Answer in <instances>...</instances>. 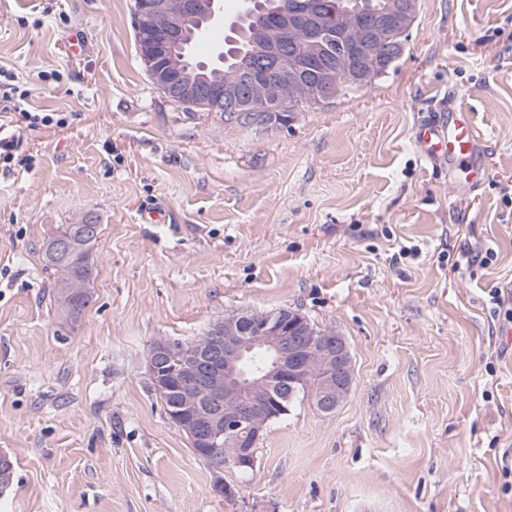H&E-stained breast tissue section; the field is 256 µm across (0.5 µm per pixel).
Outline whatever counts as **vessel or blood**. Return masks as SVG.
<instances>
[{"label":"vessel or blood","instance_id":"b4317fda","mask_svg":"<svg viewBox=\"0 0 512 512\" xmlns=\"http://www.w3.org/2000/svg\"><path fill=\"white\" fill-rule=\"evenodd\" d=\"M415 140L430 159L447 161L448 176L455 185H473L483 177L488 165L483 138L472 112L462 105L449 103L447 120L422 121Z\"/></svg>","mask_w":512,"mask_h":512}]
</instances>
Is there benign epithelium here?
I'll use <instances>...</instances> for the list:
<instances>
[{
  "instance_id": "1",
  "label": "benign epithelium",
  "mask_w": 512,
  "mask_h": 512,
  "mask_svg": "<svg viewBox=\"0 0 512 512\" xmlns=\"http://www.w3.org/2000/svg\"><path fill=\"white\" fill-rule=\"evenodd\" d=\"M417 10V0H397L385 22L395 21L409 32ZM219 18L217 0H136L135 21L140 26L152 24L166 37L167 50L183 46L187 34L199 38ZM289 24L307 34L310 41H320L329 31L318 29L305 11L288 15ZM256 41L263 46L259 55L245 59L224 83L205 85L191 75L169 77L160 64L154 45L138 44L139 56L157 88L167 97L189 106L201 98L209 100L213 112H238L260 107L267 110L288 109L281 88L297 84L296 73L308 69L303 61L294 68L281 65L284 47L275 33L253 24ZM336 38L348 51L359 55L353 85L369 86L367 65H379L386 57L403 51L400 42L389 44L377 29L367 32L350 25L336 29ZM335 66L322 72L314 92L323 102L336 99ZM97 228L83 224L79 234L56 232L45 243L52 261L64 265L95 239ZM64 285L72 297L87 294L81 276L65 269ZM256 351L267 355L266 363L251 373L243 370L245 360ZM177 357L173 420L191 439L213 457V471L221 474L227 463L244 471L256 464V443L268 423L288 412L291 395L282 392L310 379L315 380L314 404L323 414H331L342 404L354 382V367L347 341L333 329L313 331L300 313L283 308L272 312L234 311L213 322L203 335L187 342L160 337L150 347L147 377L154 386L169 374V360ZM235 442L231 455L219 459L215 453L224 442Z\"/></svg>"
}]
</instances>
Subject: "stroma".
<instances>
[{
  "label": "stroma",
  "instance_id": "obj_1",
  "mask_svg": "<svg viewBox=\"0 0 512 512\" xmlns=\"http://www.w3.org/2000/svg\"><path fill=\"white\" fill-rule=\"evenodd\" d=\"M132 9L0 0V70L68 117L17 130L32 162L0 173V512H512V318L488 296L512 303V0H418L394 69L271 126L165 97ZM448 97L490 159L461 192L414 140ZM62 224L101 227L74 322L40 250ZM279 308L345 337L352 389L329 415L295 403L254 470L215 475L148 348Z\"/></svg>",
  "mask_w": 512,
  "mask_h": 512
}]
</instances>
